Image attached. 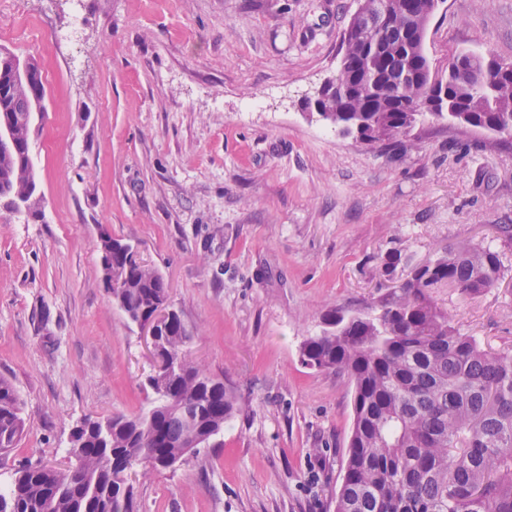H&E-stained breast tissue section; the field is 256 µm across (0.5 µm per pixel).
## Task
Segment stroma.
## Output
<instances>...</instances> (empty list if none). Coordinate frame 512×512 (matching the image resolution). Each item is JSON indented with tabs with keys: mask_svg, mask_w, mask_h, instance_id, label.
I'll use <instances>...</instances> for the list:
<instances>
[{
	"mask_svg": "<svg viewBox=\"0 0 512 512\" xmlns=\"http://www.w3.org/2000/svg\"><path fill=\"white\" fill-rule=\"evenodd\" d=\"M355 0H0V48L49 94L33 137L42 201L0 205V377L23 402L19 465L67 464L86 417L149 409L155 361L102 282L100 230L169 285L189 357L242 412L180 465L134 483V512H334L351 385L300 361L332 307L386 292L385 256L425 261L512 225V149L420 125L386 152L314 115ZM71 33L57 44L51 34ZM425 48L512 60V0H443ZM440 301L512 351V271Z\"/></svg>",
	"mask_w": 512,
	"mask_h": 512,
	"instance_id": "35a3bbf8",
	"label": "stroma"
}]
</instances>
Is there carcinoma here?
<instances>
[{
  "label": "carcinoma",
  "instance_id": "carcinoma-1",
  "mask_svg": "<svg viewBox=\"0 0 512 512\" xmlns=\"http://www.w3.org/2000/svg\"><path fill=\"white\" fill-rule=\"evenodd\" d=\"M429 20L426 13L415 14L413 30L385 34L391 47L377 54L348 40L349 65L369 60L382 73L399 67L410 79L408 94L396 86L376 92L353 85L348 104L354 111L330 112L322 120L339 135L385 147L427 120L485 133L492 148L511 145L502 131L512 128V73L490 89L459 74L461 67L480 70L484 59L478 56L461 53L455 64L434 67L424 50ZM13 58L0 50V119L9 115L15 96ZM431 90L446 92L454 111L420 108ZM36 185L35 165L23 153L0 155V198L27 199ZM98 251L100 260L123 271L121 285L108 292L126 318L139 325L154 320L169 298L163 276L110 234L100 237ZM399 266L406 274L391 292L364 310L328 309L325 328L300 347L303 365L332 369L352 387L353 423L335 512H512V351H489L461 333L437 299L441 288L464 298L490 291L505 277L504 253L491 239L450 247L417 264L396 249L387 255L385 271ZM190 339L178 313L166 317L158 345L171 370L150 376L163 385L154 405L108 418L106 438L97 420L83 419L72 433L73 446L84 449L82 477L46 464L24 466L11 492L0 494V512H133L125 464L141 462L138 471L146 477L183 453L186 432L168 403L194 394L204 433L224 428L241 410L229 384L184 357ZM24 428L20 398L1 378L0 451L16 447Z\"/></svg>",
  "mask_w": 512,
  "mask_h": 512
}]
</instances>
